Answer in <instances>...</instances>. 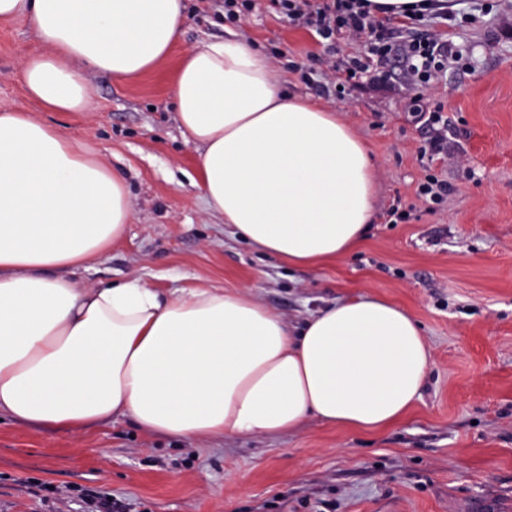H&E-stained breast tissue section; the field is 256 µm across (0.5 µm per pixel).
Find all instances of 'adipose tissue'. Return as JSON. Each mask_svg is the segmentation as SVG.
<instances>
[{
  "mask_svg": "<svg viewBox=\"0 0 512 512\" xmlns=\"http://www.w3.org/2000/svg\"><path fill=\"white\" fill-rule=\"evenodd\" d=\"M185 14L184 0H0V23L26 21L46 47L22 65L28 97L61 112L90 111L88 73L156 67ZM172 97L208 213L249 245L310 266L364 242L375 203L364 143L336 111L281 94L247 39L189 50ZM130 218L110 164L27 112H0V415L68 432L121 416L209 439L312 418L381 431L419 398L431 351L388 299L350 296L296 326L242 288L85 284Z\"/></svg>",
  "mask_w": 512,
  "mask_h": 512,
  "instance_id": "adipose-tissue-1",
  "label": "adipose tissue"
}]
</instances>
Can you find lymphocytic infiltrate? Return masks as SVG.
Masks as SVG:
<instances>
[{
	"label": "lymphocytic infiltrate",
	"mask_w": 512,
	"mask_h": 512,
	"mask_svg": "<svg viewBox=\"0 0 512 512\" xmlns=\"http://www.w3.org/2000/svg\"><path fill=\"white\" fill-rule=\"evenodd\" d=\"M289 22L305 25L324 41L337 35L366 37L363 51L346 64L347 79L369 75L371 82L393 87L387 69L390 56L399 57L405 66L406 86L401 94L405 109L425 134L430 155L444 152L448 139V118L442 108L423 105V91L455 55L451 42L438 37L402 38L401 27H388L376 20L363 0H272Z\"/></svg>",
	"instance_id": "f902f5d3"
}]
</instances>
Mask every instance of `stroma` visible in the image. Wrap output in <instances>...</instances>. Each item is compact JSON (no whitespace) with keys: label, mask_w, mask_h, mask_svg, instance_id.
Here are the masks:
<instances>
[{"label":"stroma","mask_w":512,"mask_h":512,"mask_svg":"<svg viewBox=\"0 0 512 512\" xmlns=\"http://www.w3.org/2000/svg\"><path fill=\"white\" fill-rule=\"evenodd\" d=\"M417 33L450 39L463 58L424 90L452 121L448 154L418 153L424 136L397 92L362 79L321 97V79L362 43L327 51L271 0L236 23L215 0H186L170 56L135 78L92 73L95 109L49 112L21 68L42 45L22 20L0 24V111L23 110L87 146L127 184L132 218L106 259L84 272L108 285L139 277L159 292L245 288L289 322L351 294L404 306L431 364L420 398L381 432L310 419L275 437L198 441L151 435L130 420L72 433L0 418V512H512V0H455ZM270 55L282 91L318 99L366 145L376 168L367 240L345 257L299 267L254 250L205 209L197 151L175 119L172 82L192 48L230 34ZM448 182L443 206L416 195L426 174ZM409 212L390 223L391 207Z\"/></svg>","instance_id":"35a3bbf8"}]
</instances>
